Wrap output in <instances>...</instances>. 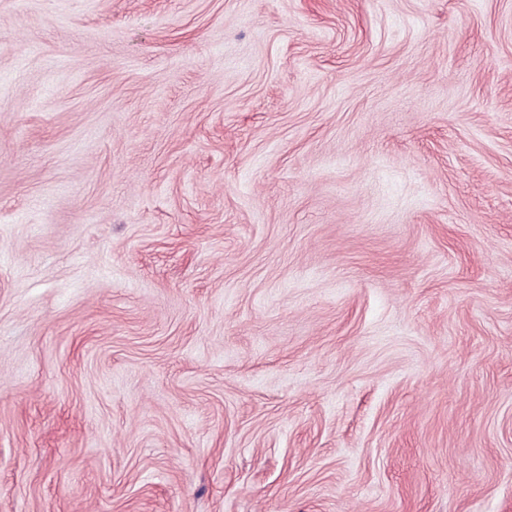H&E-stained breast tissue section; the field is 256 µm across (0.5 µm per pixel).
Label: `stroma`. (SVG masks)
<instances>
[{
    "instance_id": "obj_1",
    "label": "stroma",
    "mask_w": 512,
    "mask_h": 512,
    "mask_svg": "<svg viewBox=\"0 0 512 512\" xmlns=\"http://www.w3.org/2000/svg\"><path fill=\"white\" fill-rule=\"evenodd\" d=\"M0 512H512V0H0Z\"/></svg>"
}]
</instances>
